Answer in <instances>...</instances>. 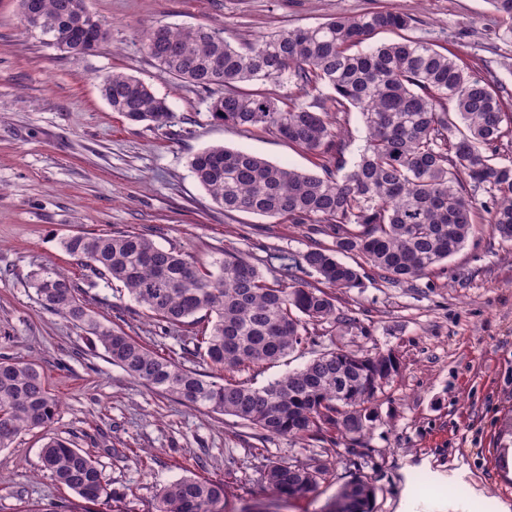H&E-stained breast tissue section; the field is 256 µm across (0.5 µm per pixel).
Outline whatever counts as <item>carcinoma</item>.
<instances>
[{
	"label": "carcinoma",
	"instance_id": "1",
	"mask_svg": "<svg viewBox=\"0 0 512 512\" xmlns=\"http://www.w3.org/2000/svg\"><path fill=\"white\" fill-rule=\"evenodd\" d=\"M497 14V38L512 43V0H488ZM32 7L46 41L72 56L109 37L85 0H19L23 21ZM417 19L399 10L373 9L338 16L316 27L284 29L242 46L209 24L142 29V49L158 68L209 93L210 120L239 132L268 131L318 160L320 174L273 164L243 150L211 146L189 161L191 171L224 212L283 218L290 224H326L330 245L297 254L250 259L234 248L206 266L147 234L71 235L61 241L97 279L121 284L162 327L203 314L205 330L191 337L192 353L209 366L199 374L148 348L90 313L82 288L53 269L33 275L43 308L89 334L109 362L140 386L189 408L231 416L266 438H287L306 456L271 461L262 479L279 498L315 494L330 476L323 457L341 438L362 441L379 423L374 379L397 374L392 351H355L344 342L357 323L336 292L365 278L389 286L431 275L476 229L477 210L492 236L512 242V92L487 67L448 47L403 37L361 49L372 36L408 30ZM294 88L286 102L242 85L253 81ZM112 111L131 122L172 123L163 97L144 81L112 72L100 80ZM356 109L366 128L359 158L347 166L342 131ZM482 193L487 200L476 202ZM349 261H343V258ZM306 274L313 283L302 280ZM335 331L331 345L301 368L256 388L234 373L275 364L312 342L317 327ZM59 400L39 364L0 356V448L23 434L47 430ZM43 470L87 505L111 512L112 491L97 461L73 443L47 437ZM377 488L358 474L344 483L324 512H374ZM157 512H224V482L182 477L161 488Z\"/></svg>",
	"mask_w": 512,
	"mask_h": 512
}]
</instances>
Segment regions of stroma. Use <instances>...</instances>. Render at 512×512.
I'll use <instances>...</instances> for the list:
<instances>
[{
    "mask_svg": "<svg viewBox=\"0 0 512 512\" xmlns=\"http://www.w3.org/2000/svg\"><path fill=\"white\" fill-rule=\"evenodd\" d=\"M108 40L74 58L26 30L18 0H0V355L36 360L61 403L53 433L96 458L115 512H154L158 491L188 474L224 483V512H322L361 472L377 487L376 512H397L404 488L446 491L441 475L466 466L489 496L512 502V243L478 225L442 269L417 285L371 279L344 296L364 333L352 349L395 351L401 369L379 403L380 423L361 443L339 445L317 494L276 499L259 472L296 457L285 439L257 442L235 418L193 410L139 386L102 347L46 311L30 284L50 267L76 280L97 319L122 328L187 369L208 365L183 347L196 322L161 330L119 283L90 277L59 245L74 234H149L208 264L226 247L263 257L298 253L330 236L306 225L225 214L192 175L197 152L224 145L317 172L316 159L276 135L247 134L210 120L207 94L163 74L142 50L143 26L222 28L238 44L314 27L374 8L416 16L412 37L488 61L512 87V44L494 36L488 0H86ZM120 71L167 99L172 124L133 123L103 99V75ZM330 336L286 361L240 372L261 387L305 364ZM42 431L0 449V512H42L71 499L41 470Z\"/></svg>",
    "mask_w": 512,
    "mask_h": 512,
    "instance_id": "1",
    "label": "stroma"
}]
</instances>
